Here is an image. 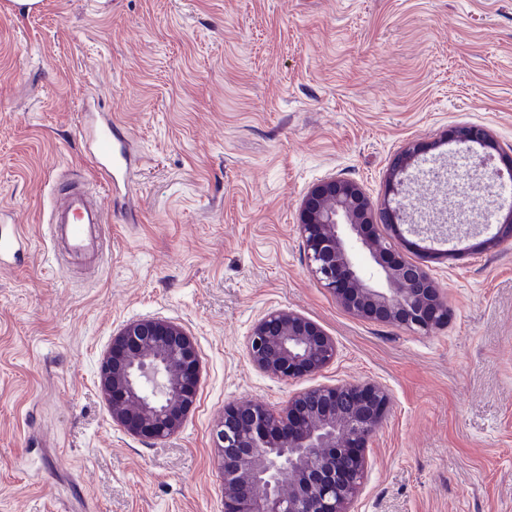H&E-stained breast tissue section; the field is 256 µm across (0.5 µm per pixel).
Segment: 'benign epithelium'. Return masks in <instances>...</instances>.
<instances>
[{"mask_svg": "<svg viewBox=\"0 0 512 512\" xmlns=\"http://www.w3.org/2000/svg\"><path fill=\"white\" fill-rule=\"evenodd\" d=\"M452 141L495 148L478 125L455 128ZM419 152L401 150L389 180H397ZM400 214L375 211L362 187L332 175L302 199L298 231L312 275L346 311L367 320L428 333L448 319L447 300L422 267L388 257L396 245L365 225L399 227ZM359 237L378 278L355 266L348 233ZM247 356L260 371L289 381L314 376L336 357V342L316 322L288 309L261 316L248 338ZM200 358L192 336L159 318L127 323L101 364L99 384L112 420L145 441L177 432L195 406ZM390 398L375 383L340 382L295 393L282 413L263 405L232 403L213 433L224 477V512H350L368 469L367 443Z\"/></svg>", "mask_w": 512, "mask_h": 512, "instance_id": "7a95c632", "label": "benign epithelium"}]
</instances>
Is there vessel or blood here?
Instances as JSON below:
<instances>
[{"mask_svg":"<svg viewBox=\"0 0 512 512\" xmlns=\"http://www.w3.org/2000/svg\"><path fill=\"white\" fill-rule=\"evenodd\" d=\"M91 154L108 188L126 180L132 159L114 123L96 129ZM106 221L98 197L88 189L73 185L58 191L49 216L55 253L69 258L98 254L101 239L92 229Z\"/></svg>","mask_w":512,"mask_h":512,"instance_id":"1","label":"vessel or blood"}]
</instances>
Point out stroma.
Here are the masks:
<instances>
[{
  "mask_svg": "<svg viewBox=\"0 0 512 512\" xmlns=\"http://www.w3.org/2000/svg\"><path fill=\"white\" fill-rule=\"evenodd\" d=\"M85 111L135 157L101 198L88 273L53 260L47 231L57 188L94 176ZM462 125L490 130L487 165L448 141ZM511 156L512 0H0V231L26 240L0 264V512H224L225 404L280 410L339 381L390 394L353 512H512V238L482 229L505 212ZM332 174L407 221L451 203L479 225L400 247L437 281L445 325L363 320L310 273L299 207ZM277 308L318 323L335 361L292 381L256 369L249 332ZM141 318L180 324L200 356L194 409L155 442L113 422L99 385Z\"/></svg>",
  "mask_w": 512,
  "mask_h": 512,
  "instance_id": "stroma-1",
  "label": "stroma"
}]
</instances>
